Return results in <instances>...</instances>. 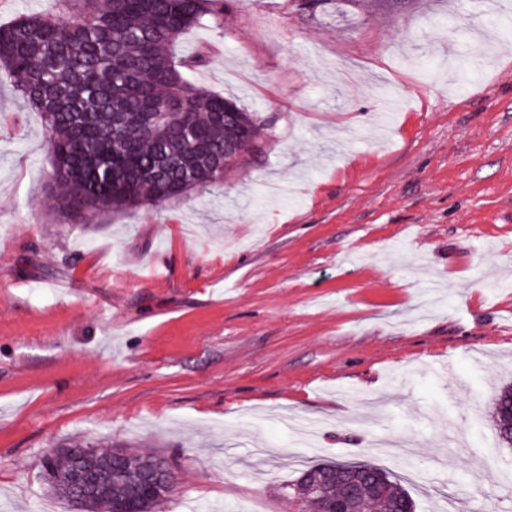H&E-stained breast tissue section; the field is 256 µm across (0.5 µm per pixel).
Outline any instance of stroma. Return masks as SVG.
<instances>
[{
  "label": "stroma",
  "instance_id": "stroma-1",
  "mask_svg": "<svg viewBox=\"0 0 512 512\" xmlns=\"http://www.w3.org/2000/svg\"><path fill=\"white\" fill-rule=\"evenodd\" d=\"M224 0L199 87L262 122L210 192L70 224L37 112L0 86V512H72L75 440L177 464L163 512H307L370 464L417 512H512V0ZM405 109L386 120L370 83ZM490 413L500 444L512 448V383L496 392L490 403Z\"/></svg>",
  "mask_w": 512,
  "mask_h": 512
}]
</instances>
